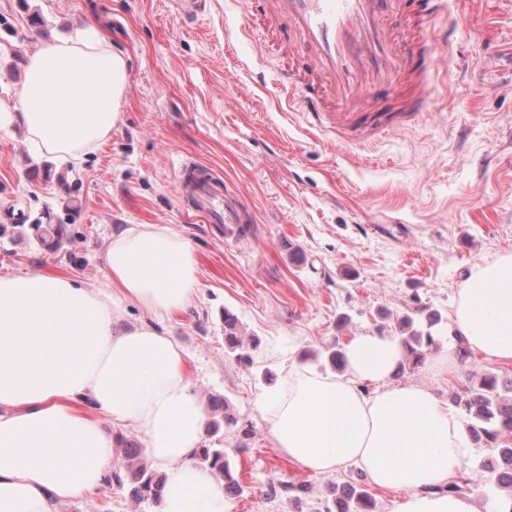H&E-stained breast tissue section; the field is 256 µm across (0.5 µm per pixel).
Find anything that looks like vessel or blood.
I'll return each mask as SVG.
<instances>
[{
    "label": "vessel or blood",
    "instance_id": "vessel-or-blood-1",
    "mask_svg": "<svg viewBox=\"0 0 512 512\" xmlns=\"http://www.w3.org/2000/svg\"><path fill=\"white\" fill-rule=\"evenodd\" d=\"M263 25L280 37L288 58L281 89L310 125L360 144L407 125L429 93L426 54L436 40L434 18L447 0H259ZM403 25L391 26L394 15ZM176 191L189 210L245 238L253 222L223 175L184 161Z\"/></svg>",
    "mask_w": 512,
    "mask_h": 512
}]
</instances>
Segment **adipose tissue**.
<instances>
[{"label": "adipose tissue", "mask_w": 512, "mask_h": 512, "mask_svg": "<svg viewBox=\"0 0 512 512\" xmlns=\"http://www.w3.org/2000/svg\"><path fill=\"white\" fill-rule=\"evenodd\" d=\"M127 66L95 37L39 46L18 98L32 146L82 163L121 118ZM104 263L106 288L0 276V512H55L92 493L128 425L167 476L158 512H225L221 482L195 461L205 413L186 353L161 321L196 295L194 247L169 227L135 224L113 235ZM124 301L158 321L126 326ZM452 321L481 353L512 361V255L473 266ZM343 353L344 375L295 367L259 400L280 452L317 474L352 465L375 487L403 490L395 512H479L474 496L443 490L465 454L460 420L421 386L387 384L398 338L355 336ZM365 382L386 388L368 395Z\"/></svg>", "instance_id": "ef3b65f1"}]
</instances>
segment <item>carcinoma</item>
Returning <instances> with one entry per match:
<instances>
[{
	"label": "carcinoma",
	"mask_w": 512,
	"mask_h": 512,
	"mask_svg": "<svg viewBox=\"0 0 512 512\" xmlns=\"http://www.w3.org/2000/svg\"><path fill=\"white\" fill-rule=\"evenodd\" d=\"M441 319L433 314L427 321L426 329L413 327V320L403 318L400 324L403 355L406 361L417 365L426 353L436 347L440 341L437 329ZM257 346L253 338L242 332L238 317L230 310H224V348L236 361L251 362L250 350ZM468 416L467 432L474 441H482L492 448L495 455L484 463L495 486L504 490L512 499V378H501L494 374L482 375L465 395L454 398ZM119 442L125 444L126 471L110 474L106 484L122 485L129 480L132 485L131 496L137 504L159 503L164 477L148 470L142 462V450L124 437ZM201 462L209 466L217 477L224 481L225 496H240L244 487L232 473L226 460L224 449L204 447L199 453ZM318 512H374V501L369 492L360 484H348L331 487L320 499Z\"/></svg>",
	"instance_id": "cac0c4a2"
}]
</instances>
